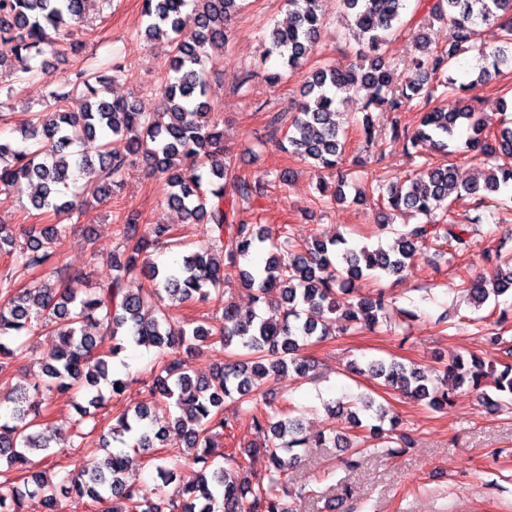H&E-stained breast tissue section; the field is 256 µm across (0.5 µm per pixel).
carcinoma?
I'll return each instance as SVG.
<instances>
[{
	"mask_svg": "<svg viewBox=\"0 0 512 512\" xmlns=\"http://www.w3.org/2000/svg\"><path fill=\"white\" fill-rule=\"evenodd\" d=\"M98 0H0V67L16 63L15 81L38 75L31 61L54 43L53 35L82 21ZM244 0H143L145 35L164 38L171 47L169 75L161 87L159 110L143 112L132 101L114 99L112 84L123 76L115 63L79 72L70 83L69 94L84 101L79 112H65L58 102L67 95H54L57 105L32 114L20 130L21 147L0 139V195H9L21 185L33 189L31 204L56 217L54 224H31L24 232L25 243L15 246L12 233L0 226V251L17 268L34 271L38 278L28 287H18L9 274L0 275V365L22 359L29 345L15 343L19 336L44 332L57 338L51 353L41 361L32 388L47 400L81 394L86 405H77L79 418L71 424L77 447L86 448L98 429L97 412L104 396L101 383L114 395L134 383L130 376H109L110 360L134 344L156 350L154 372L143 382L150 401L121 417L108 432L99 435L108 448L115 440L151 455L157 476L167 482L175 468L193 469L194 479L175 504L162 497H141L137 479L129 472L125 452H109L103 458L84 459L57 485L32 471L31 456L46 458L58 449L57 426L49 419L48 407L34 401L27 389L17 387L8 395L10 412L0 421V464L21 472V481L0 485V512H23L25 500L40 496L48 512H65L88 498L108 504L105 512H291L287 499L292 493L281 476L299 456L295 448L353 446L350 437L336 440L329 433L306 432L297 418L264 414L249 409L262 396L261 380L269 374L288 372L298 380L312 370V359L303 346L333 335L336 325L344 330H374L384 324L393 297L379 288L367 296L355 295V284L364 277H400L415 254L424 247L444 242L462 248L483 215L468 224L448 219L446 201L464 192L484 204L512 188V117H504L490 128L478 109L466 102L446 111L431 106L438 87L460 94L465 84L445 69L459 52L472 47L476 27L495 25L501 31L500 45L479 51L484 62L478 79L490 80L502 67L512 69V0H339L350 18L360 49L357 61L341 66L323 64L305 82L303 100L287 121L280 113L269 119V136L278 146L324 171L339 167L345 152V131L338 104L365 92L362 135L367 144L383 141L384 124L394 138H403L406 149L420 153L424 146L445 157L426 162L418 176L396 186L378 176L371 183L347 177L337 183L325 179L316 186L317 204L329 208L346 198L345 188L364 202L377 198L387 209L383 227L394 234L393 244L350 246L342 237L324 241L314 237L298 243L284 231L273 235L262 224L234 220L243 204L254 205L262 187L235 174L225 157L224 129L208 99L205 79L208 49H222L228 29ZM289 21L273 26L267 35V56L279 59L281 70L268 71L263 80L281 81L282 71L295 70L312 51L320 36L322 0H286ZM193 28L186 29V19ZM448 24V48L432 46L424 22ZM407 35L419 54L404 61L414 77L398 85L394 81L390 47ZM420 100L425 112L411 131L401 128L398 113ZM85 141L97 143L96 155L76 149ZM471 153L483 156L486 165L479 176L459 180L458 166L451 156ZM141 160L153 174L165 178L167 204L198 224L215 243L206 255L192 253L179 239L176 229L164 224L139 227L129 218L117 225L112 253V277L95 288L87 287L81 270L63 267L57 245L81 222L86 204L70 199L67 192L80 178L95 198H109L121 185L125 169ZM420 218L415 224L396 228L393 216ZM183 248L175 267L146 260L148 250L161 241ZM235 274L242 288L252 291L256 304L275 305L277 315L265 318L255 311L243 312L234 302L224 301V315L186 330L175 326L170 309L205 300L210 289L218 290L225 277ZM132 281L147 287L130 288ZM474 307L492 297L512 293V264L499 266L489 278L478 276L462 283ZM235 345L243 357H227L208 377H193L167 350L185 346L198 349L216 346L226 350ZM485 364L473 357L466 361L455 355L443 377L402 363L372 361L352 370L380 379L386 388L432 407L448 404V380L469 381L478 391L487 377ZM494 389L512 404V363L502 364L493 378ZM235 409L224 415V404ZM360 409L340 401L332 413L354 428L362 426L359 411H371L378 424L370 432L383 447L392 442L395 418L374 400H360ZM246 420L257 430L270 432L281 444L265 450L268 473L253 476L233 468L235 454L224 452L226 468L217 462L215 438ZM175 432L182 451L170 452V432Z\"/></svg>",
	"mask_w": 512,
	"mask_h": 512,
	"instance_id": "1",
	"label": "carcinoma"
}]
</instances>
